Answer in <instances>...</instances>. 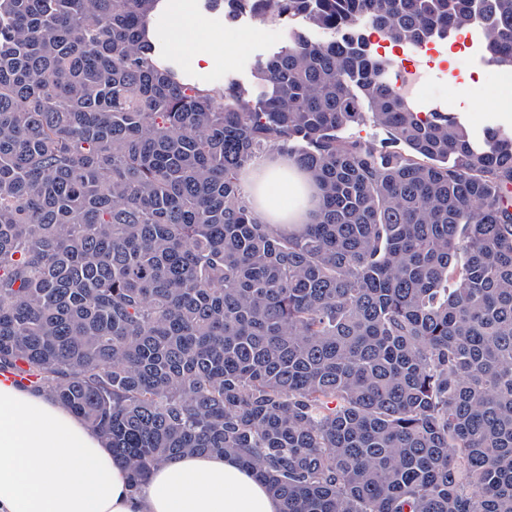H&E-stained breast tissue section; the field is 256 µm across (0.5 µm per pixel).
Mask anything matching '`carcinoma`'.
<instances>
[{"mask_svg":"<svg viewBox=\"0 0 512 512\" xmlns=\"http://www.w3.org/2000/svg\"><path fill=\"white\" fill-rule=\"evenodd\" d=\"M302 18L260 98L147 38L163 0H0V373L98 431L138 489L234 455L282 512H512V134L421 117L363 49L484 30L512 0H208ZM372 121L408 151L343 139ZM309 224L247 204L268 149Z\"/></svg>","mask_w":512,"mask_h":512,"instance_id":"cac0c4a2","label":"carcinoma"}]
</instances>
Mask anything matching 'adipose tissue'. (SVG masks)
Returning <instances> with one entry per match:
<instances>
[{
  "label": "adipose tissue",
  "instance_id": "adipose-tissue-1",
  "mask_svg": "<svg viewBox=\"0 0 512 512\" xmlns=\"http://www.w3.org/2000/svg\"><path fill=\"white\" fill-rule=\"evenodd\" d=\"M316 189L267 165L247 196L270 224H305ZM259 474L234 456L162 464L133 490L105 440L66 407L0 380V512H281Z\"/></svg>",
  "mask_w": 512,
  "mask_h": 512
}]
</instances>
